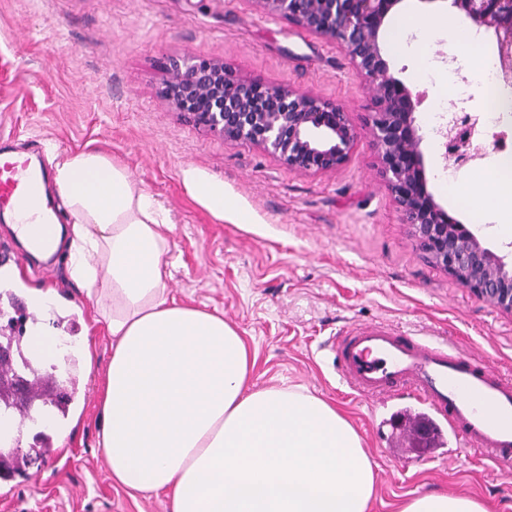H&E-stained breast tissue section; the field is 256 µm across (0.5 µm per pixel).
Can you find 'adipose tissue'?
<instances>
[{"instance_id": "1", "label": "adipose tissue", "mask_w": 512, "mask_h": 512, "mask_svg": "<svg viewBox=\"0 0 512 512\" xmlns=\"http://www.w3.org/2000/svg\"><path fill=\"white\" fill-rule=\"evenodd\" d=\"M69 228L43 230L7 217L23 243L48 233L40 256L66 251L71 278L112 339L100 392L99 444L115 483L165 495L169 512H368L377 476L360 435L334 405L302 386L254 388L250 351L224 320L171 296L170 226L126 168L86 150L53 166ZM512 238V178L483 177L465 195L448 188ZM38 315L32 355L55 361L56 292L27 293ZM401 512H487L448 493L409 500Z\"/></svg>"}]
</instances>
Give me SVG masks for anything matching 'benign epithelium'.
Wrapping results in <instances>:
<instances>
[{
    "mask_svg": "<svg viewBox=\"0 0 512 512\" xmlns=\"http://www.w3.org/2000/svg\"><path fill=\"white\" fill-rule=\"evenodd\" d=\"M266 13L335 40L373 94L371 134L380 174L428 258L463 287L512 314V266L485 247L443 210L427 187L422 137L414 112L420 95L391 72L381 32L402 0H254ZM476 28L495 40L503 82L512 85V0H451ZM161 95L178 111L226 140L272 153L286 167L313 174L333 172L351 157L359 132L348 112L311 91L269 86L228 73L217 59L174 65ZM470 135L459 133L460 124ZM476 120L454 117L441 131L455 144L458 167L481 158L490 144L473 137Z\"/></svg>",
    "mask_w": 512,
    "mask_h": 512,
    "instance_id": "1",
    "label": "benign epithelium"
}]
</instances>
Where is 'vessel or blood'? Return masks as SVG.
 <instances>
[{
	"label": "vessel or blood",
	"instance_id": "obj_1",
	"mask_svg": "<svg viewBox=\"0 0 512 512\" xmlns=\"http://www.w3.org/2000/svg\"><path fill=\"white\" fill-rule=\"evenodd\" d=\"M27 162L0 154V209H12L35 190ZM336 369L362 396L394 386L410 389L436 427L447 428L456 454L478 451L499 470H512V380L484 361L441 343L424 342L384 323L354 325L334 345Z\"/></svg>",
	"mask_w": 512,
	"mask_h": 512
}]
</instances>
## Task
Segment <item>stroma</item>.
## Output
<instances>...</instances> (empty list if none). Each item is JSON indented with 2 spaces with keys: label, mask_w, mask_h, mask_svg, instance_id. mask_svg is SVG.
I'll return each mask as SVG.
<instances>
[{
  "label": "stroma",
  "mask_w": 512,
  "mask_h": 512,
  "mask_svg": "<svg viewBox=\"0 0 512 512\" xmlns=\"http://www.w3.org/2000/svg\"><path fill=\"white\" fill-rule=\"evenodd\" d=\"M447 32L390 59L422 100L415 111L429 191L446 167L432 108L468 80L466 112L479 114L483 82L454 56ZM224 62L233 74L293 85L343 106L360 137L351 158L328 174L288 169L254 146L207 132L161 95L174 62ZM439 61L431 79L422 73ZM370 92L334 40L260 10L254 0H0V147L52 167L88 149L125 167L171 222L177 300L222 314L256 354V387L301 385L336 405L362 438L378 476L370 512H399L416 495L441 491L512 512V478L483 455L453 462L438 442L399 432L390 415L411 407L402 392L386 406L354 393L337 375L330 344L345 326L391 323L423 339L483 358L512 376V314L498 310L427 259L380 175L369 133ZM216 182L234 212L209 209L200 184ZM23 269L13 300L0 299V326L28 315L41 262L16 245ZM57 292L69 303L56 319L70 344L88 341L94 366L81 379L59 429L69 435L44 462L0 478V512H165L160 500L115 484L98 446L99 388L112 341L94 306L55 258ZM407 459L398 468L395 458Z\"/></svg>",
  "instance_id": "obj_1"
}]
</instances>
